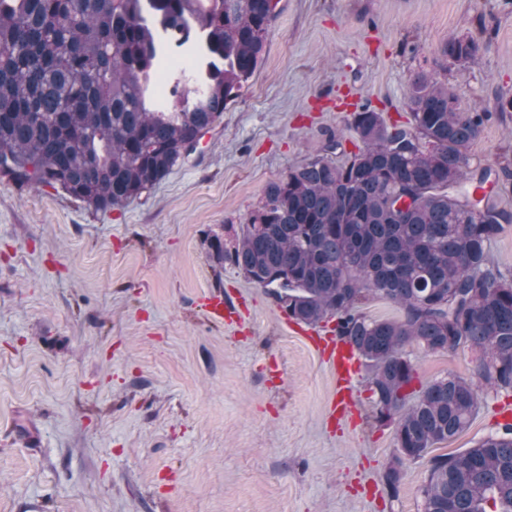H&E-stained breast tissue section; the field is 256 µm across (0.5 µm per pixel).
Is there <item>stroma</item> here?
<instances>
[{
    "label": "stroma",
    "instance_id": "35a3bbf8",
    "mask_svg": "<svg viewBox=\"0 0 512 512\" xmlns=\"http://www.w3.org/2000/svg\"><path fill=\"white\" fill-rule=\"evenodd\" d=\"M253 76L188 161L148 194L97 211L0 176V512H421L425 460L385 471L393 422L377 417L371 366L356 414L336 416V377L268 290L209 258L233 247L268 185L353 150L362 104L409 118L410 77L432 74L491 114L469 150L512 212V0H278ZM484 50L447 66L449 36ZM223 291L241 318L211 320ZM418 386L471 378L469 350L407 347ZM512 417L484 398L461 452Z\"/></svg>",
    "mask_w": 512,
    "mask_h": 512
}]
</instances>
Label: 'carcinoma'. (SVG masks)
<instances>
[{"label":"carcinoma","instance_id":"1","mask_svg":"<svg viewBox=\"0 0 512 512\" xmlns=\"http://www.w3.org/2000/svg\"><path fill=\"white\" fill-rule=\"evenodd\" d=\"M276 17L273 0H0V174L97 211L141 198L240 95ZM480 50L451 38L442 54L464 67ZM406 99L405 123L360 107L356 150L289 169L236 246L216 236L210 258L288 297V317L334 320L371 363L389 411L378 419L395 424L392 494L403 461L425 458L422 512H512L511 422L463 452H438L484 396L512 391V270L486 256L512 213L458 191L491 182L469 159L490 113L462 107L428 74L408 80ZM370 293L401 317L359 313ZM413 345L476 351L474 377L416 389Z\"/></svg>","mask_w":512,"mask_h":512}]
</instances>
